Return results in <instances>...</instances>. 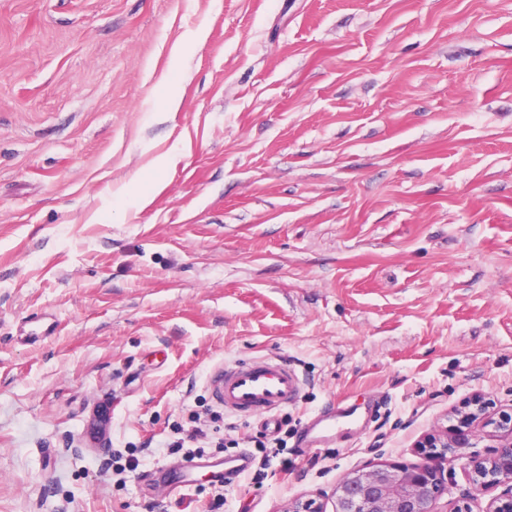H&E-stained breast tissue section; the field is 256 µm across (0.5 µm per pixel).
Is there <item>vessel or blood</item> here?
Listing matches in <instances>:
<instances>
[{
  "label": "vessel or blood",
  "mask_w": 512,
  "mask_h": 512,
  "mask_svg": "<svg viewBox=\"0 0 512 512\" xmlns=\"http://www.w3.org/2000/svg\"><path fill=\"white\" fill-rule=\"evenodd\" d=\"M213 398L225 411L242 418H263L265 425L276 423L275 414L293 405L299 397L301 380L286 363L270 358H252L216 369L210 379ZM365 420L344 403L333 411L322 412L305 425L308 445L333 442L351 425H364ZM251 466L249 453L240 452L221 459H205L192 463L195 471L206 472L211 482L237 478Z\"/></svg>",
  "instance_id": "1"
}]
</instances>
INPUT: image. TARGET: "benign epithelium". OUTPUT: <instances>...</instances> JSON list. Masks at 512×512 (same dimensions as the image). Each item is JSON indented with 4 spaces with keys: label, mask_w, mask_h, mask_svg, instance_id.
<instances>
[{
    "label": "benign epithelium",
    "mask_w": 512,
    "mask_h": 512,
    "mask_svg": "<svg viewBox=\"0 0 512 512\" xmlns=\"http://www.w3.org/2000/svg\"><path fill=\"white\" fill-rule=\"evenodd\" d=\"M487 407L476 395L456 413L457 423L425 435L416 444L419 463H376L347 474L336 487L337 512H467L440 506L448 492V455L467 447ZM495 429L499 449L473 461L471 480L479 491L496 492L487 512H512V408L499 413Z\"/></svg>",
    "instance_id": "obj_1"
}]
</instances>
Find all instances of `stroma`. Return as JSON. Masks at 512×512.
Here are the masks:
<instances>
[{"mask_svg":"<svg viewBox=\"0 0 512 512\" xmlns=\"http://www.w3.org/2000/svg\"><path fill=\"white\" fill-rule=\"evenodd\" d=\"M254 357L304 385L224 512H336L346 473L420 462L473 395L512 408V0H0V512H206L203 473L148 476L255 451L227 412L170 448ZM341 398L370 423L305 447ZM494 431L448 467L470 512ZM282 433L285 435L284 437H288V417L279 422L275 435L267 437V434H262L263 439L256 441L258 452L262 454L253 477L257 484L263 482L265 472L262 470L267 469L270 463V452L268 453V448L274 449L271 453L275 454V457L287 449V440L281 436Z\"/></svg>","mask_w":512,"mask_h":512,"instance_id":"stroma-1","label":"stroma"}]
</instances>
